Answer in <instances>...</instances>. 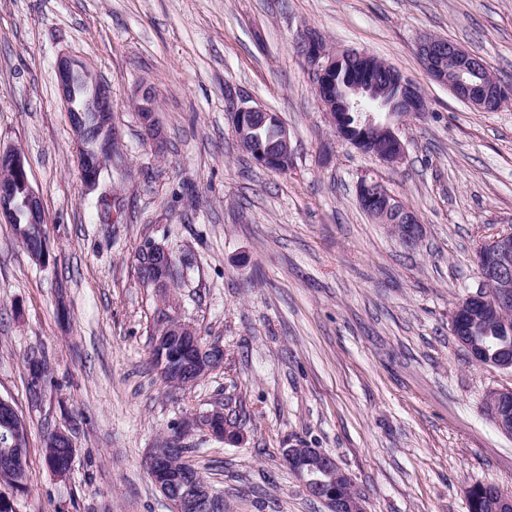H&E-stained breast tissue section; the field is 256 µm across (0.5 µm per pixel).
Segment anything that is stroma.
<instances>
[{"label":"stroma","mask_w":512,"mask_h":512,"mask_svg":"<svg viewBox=\"0 0 512 512\" xmlns=\"http://www.w3.org/2000/svg\"><path fill=\"white\" fill-rule=\"evenodd\" d=\"M368 52L410 77L428 110L382 164L328 124L298 48ZM455 41L512 83V0H0V146L25 157L47 217L52 259L35 264L0 223V397L29 432L15 512H169L146 469L180 416L223 407L241 444L189 438V460L224 512H326L282 459L319 448L350 474L368 512H468V492H512V435L483 408L512 373L472 364L450 330L480 284L475 253L512 227V101L476 110L431 80L425 36ZM86 64L112 90L121 159L101 189L114 223L88 205L56 62ZM151 88L162 132L142 126ZM279 113L293 163L271 171L236 141L227 89ZM375 177L423 232L403 246L359 206ZM152 240L184 261L170 296L224 363L173 388L152 362L159 294L136 252ZM50 379L33 391L27 359ZM75 455L56 478L47 431ZM50 434L51 433H47L44 438V450L43 451H44V458H45L47 465L53 472H55V469L59 466L64 467L69 471L70 467H71V462H72V459L74 456V452H75L74 443H73L71 435H69L67 432L61 431V430L54 431L53 432L54 440H56V441L64 440V441L68 442L70 444V446L72 447V448H66V446L64 445L63 448H56V447L47 445V440H48V437L50 436Z\"/></svg>","instance_id":"stroma-1"}]
</instances>
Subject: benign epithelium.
<instances>
[{"instance_id":"7a95c632","label":"benign epithelium","mask_w":512,"mask_h":512,"mask_svg":"<svg viewBox=\"0 0 512 512\" xmlns=\"http://www.w3.org/2000/svg\"><path fill=\"white\" fill-rule=\"evenodd\" d=\"M306 43V63L314 72L315 90L325 107V116L337 134H342L348 112L365 113L363 135L348 137L352 146L363 151L373 140L382 137L384 145L380 161L392 165L402 160L405 145L398 134L394 118L420 115L427 110L426 101L415 83L398 72L391 75V82L399 88L396 99L389 101L374 77L371 57L354 51L330 52L322 47L317 36H310ZM418 55L426 73L436 82L448 86L460 100L483 111H491L509 91L504 86L487 79L477 83L471 73L484 66L463 47L435 37H425L418 43ZM77 68L74 61L62 55L57 61V79L63 106L68 112H81L74 104L73 88ZM91 111L107 126H112V96L103 84L97 85ZM266 108L251 105L247 99L232 102V125L236 138L250 149L256 116ZM288 128H282L278 144L256 151L257 164L263 168L286 171L291 165L288 151ZM0 160L6 161L13 178L0 180V222L9 223L17 215V208L27 213L42 210L39 195L30 183L29 173L21 153L0 149ZM360 200L376 222L389 224L393 233L398 225L389 223V208L394 195L376 178L363 177L358 183ZM406 234L400 237L405 245L419 239L422 225L419 216L408 207H402ZM146 253L155 258V275L149 286L157 288L167 281L168 267L179 266L172 252L165 246L147 241ZM481 284L489 293L472 292L455 307L451 318V331L455 336H465L470 321L481 313L502 318L512 314V231L496 233L484 242L476 253ZM171 331L180 343L176 352L161 349L162 365L172 360L180 371L194 384L224 362V349L201 342L194 326L179 317L173 318ZM491 418L503 433L512 432V388L493 391L489 398ZM224 409L215 408L191 417H181L171 423L168 436L149 449L147 457L151 480L169 503L171 512H199L202 508L219 509L222 496L207 481L191 476L180 480V488H171L168 471L167 447L181 446L197 431H205L226 443L237 444L244 438L242 427L224 422ZM283 460L302 484L305 492L323 502L328 512H367L366 501L355 490L353 480L338 462L318 448L280 449ZM493 512H512V493L496 489L491 502Z\"/></svg>"}]
</instances>
